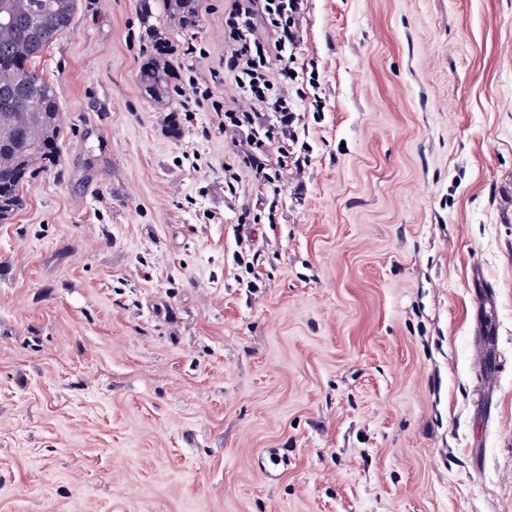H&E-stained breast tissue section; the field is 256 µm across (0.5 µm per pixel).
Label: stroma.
<instances>
[{"instance_id": "obj_1", "label": "stroma", "mask_w": 512, "mask_h": 512, "mask_svg": "<svg viewBox=\"0 0 512 512\" xmlns=\"http://www.w3.org/2000/svg\"><path fill=\"white\" fill-rule=\"evenodd\" d=\"M151 4L79 0L33 63L63 134L0 223V512H512V0H303L270 184L226 0ZM201 0H164L167 13L181 31L198 26ZM179 77V64L172 41L166 36H156L153 53L139 70L141 88L151 99L163 103L170 98Z\"/></svg>"}]
</instances>
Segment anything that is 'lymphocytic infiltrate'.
Wrapping results in <instances>:
<instances>
[{"label":"lymphocytic infiltrate","instance_id":"f902f5d3","mask_svg":"<svg viewBox=\"0 0 512 512\" xmlns=\"http://www.w3.org/2000/svg\"><path fill=\"white\" fill-rule=\"evenodd\" d=\"M300 0H229L224 9L227 48L224 67L235 76L244 106L224 110V122L236 128H254L264 113H277L279 123L264 137H253L239 155L240 164L266 177L263 162L277 136L287 134L294 121V106L283 92L292 78L289 44L296 39L295 16Z\"/></svg>","mask_w":512,"mask_h":512}]
</instances>
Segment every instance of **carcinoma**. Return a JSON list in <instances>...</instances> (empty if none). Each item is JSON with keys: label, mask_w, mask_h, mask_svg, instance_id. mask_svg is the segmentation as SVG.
I'll use <instances>...</instances> for the list:
<instances>
[{"label": "carcinoma", "mask_w": 512, "mask_h": 512, "mask_svg": "<svg viewBox=\"0 0 512 512\" xmlns=\"http://www.w3.org/2000/svg\"><path fill=\"white\" fill-rule=\"evenodd\" d=\"M181 31L198 26L201 0H164ZM78 0H0V222L23 205L36 164L52 165L61 134L60 90L31 68L74 18ZM39 19L36 25L31 20ZM180 77L172 41L155 39L138 82L153 100L170 98Z\"/></svg>", "instance_id": "cac0c4a2"}]
</instances>
